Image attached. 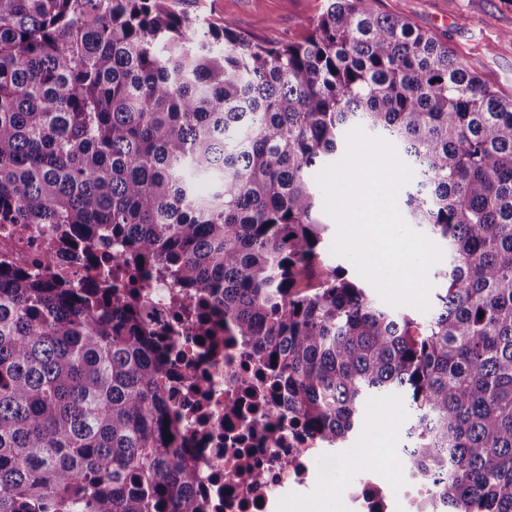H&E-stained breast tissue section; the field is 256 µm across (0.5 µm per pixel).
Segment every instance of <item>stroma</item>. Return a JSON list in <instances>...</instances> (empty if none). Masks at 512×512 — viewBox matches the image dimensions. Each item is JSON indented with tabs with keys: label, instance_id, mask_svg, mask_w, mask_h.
Masks as SVG:
<instances>
[{
	"label": "stroma",
	"instance_id": "obj_1",
	"mask_svg": "<svg viewBox=\"0 0 512 512\" xmlns=\"http://www.w3.org/2000/svg\"><path fill=\"white\" fill-rule=\"evenodd\" d=\"M325 5L326 0H169L173 11L190 19L218 26L228 19L241 33L272 42L303 37ZM377 7L447 43L472 71L503 94H512V0H378ZM406 428L399 398H371L353 438L364 455L347 468L313 459L309 468L317 479L302 505L304 512H347L337 484L359 483L363 465L389 466L401 454Z\"/></svg>",
	"mask_w": 512,
	"mask_h": 512
}]
</instances>
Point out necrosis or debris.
I'll return each mask as SVG.
<instances>
[{"label": "necrosis or debris", "mask_w": 512, "mask_h": 512, "mask_svg": "<svg viewBox=\"0 0 512 512\" xmlns=\"http://www.w3.org/2000/svg\"><path fill=\"white\" fill-rule=\"evenodd\" d=\"M0 260L87 284L105 276L103 269L59 245L47 224H1ZM144 283L141 294L149 303L150 321L175 367L169 381L172 416L182 446L196 462L205 512H283L304 497L312 479L308 462L320 453V441L289 416L277 427H266L267 411L278 405L269 394V375L225 328L223 313L211 312L202 325L180 323L178 306L193 307L197 293L168 278L151 275ZM248 463L264 469V484H255L245 472ZM397 484L406 490L394 498L390 489ZM429 494L428 485L406 471L384 469L341 492L349 512H419Z\"/></svg>", "instance_id": "obj_1"}]
</instances>
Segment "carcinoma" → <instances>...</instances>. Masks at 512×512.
I'll return each mask as SVG.
<instances>
[{"mask_svg":"<svg viewBox=\"0 0 512 512\" xmlns=\"http://www.w3.org/2000/svg\"><path fill=\"white\" fill-rule=\"evenodd\" d=\"M327 2L283 44L165 0H0V218L205 292L330 448L399 397L426 512H512V96ZM351 129L396 146L405 222L448 248L424 320L326 263L314 174ZM144 308L0 267V512H202Z\"/></svg>","mask_w":512,"mask_h":512,"instance_id":"carcinoma-1","label":"carcinoma"}]
</instances>
